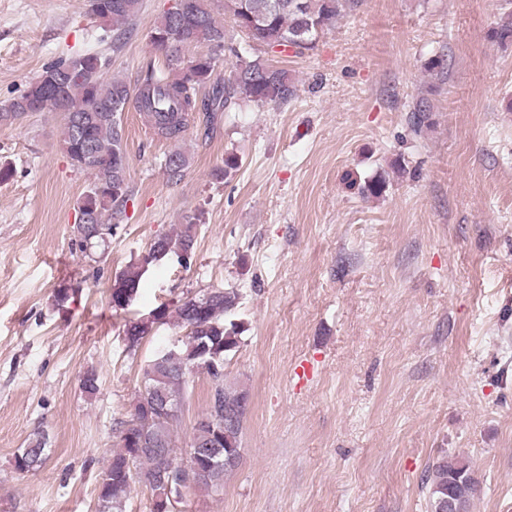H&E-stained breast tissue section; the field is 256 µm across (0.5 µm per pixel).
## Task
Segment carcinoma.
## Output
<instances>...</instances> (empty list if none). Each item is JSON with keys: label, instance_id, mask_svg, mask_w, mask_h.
I'll use <instances>...</instances> for the list:
<instances>
[{"label": "carcinoma", "instance_id": "1", "mask_svg": "<svg viewBox=\"0 0 512 512\" xmlns=\"http://www.w3.org/2000/svg\"><path fill=\"white\" fill-rule=\"evenodd\" d=\"M358 0H180V10L165 11L149 32L150 43L165 53L167 72L150 71L138 86L131 87L120 78L105 77L111 60L96 53L73 54L44 67L52 76L47 90L66 108L80 106L75 113L83 128L78 140L74 120L62 117L61 145L71 165L90 176L88 190L78 202L84 219L75 223L74 237L82 251L105 243L111 234L110 221L122 214L130 193L127 182L129 160L125 146L123 112L129 108L144 113L154 133L172 142L164 156L163 172L177 183L190 166V155L181 146L191 117L197 112L206 118L204 135L217 129L220 114L246 102L284 104L294 94L288 72L259 58L243 57L247 47L229 46L237 61L229 66L224 80L216 76L221 52L226 47V31L220 12L231 15L234 25L248 42V47L307 49L319 32L331 25L342 2ZM141 0H96L93 17L112 28V52H119L133 35V22ZM491 39L502 49L512 46V12L508 20L491 31ZM205 44L211 52L186 56V52ZM40 90L27 87L0 108V124H14L37 111ZM196 245L195 218L186 219L171 234L158 237L142 258L116 273L111 288L115 308L129 306L137 297L148 267L168 255L193 257ZM240 294L234 289H215L187 296L175 303L155 308V321L174 323L186 329L181 346L162 352L144 368L142 387L130 418L117 423L118 449L103 471L97 502L105 512H126L132 489L137 484L154 493H165L170 473L168 465L181 460L173 438V426L179 419L180 403L191 375L203 370L211 386L204 417L217 418L224 431L221 443L224 457H240L241 434L246 418L247 392L224 384V359L243 342V326L234 319ZM153 331V323L143 319L126 324L124 336L129 350H136ZM167 402V410L147 415L146 402ZM125 431L146 432L151 445L140 453L122 439ZM46 434L32 433L24 448L15 456V468L22 472L38 469L45 456ZM234 466L210 467L195 473L187 489L208 494L222 492L224 476ZM470 464L459 458L443 456L429 467V512H440L452 499L459 512H468L480 479L466 476Z\"/></svg>", "mask_w": 512, "mask_h": 512}]
</instances>
